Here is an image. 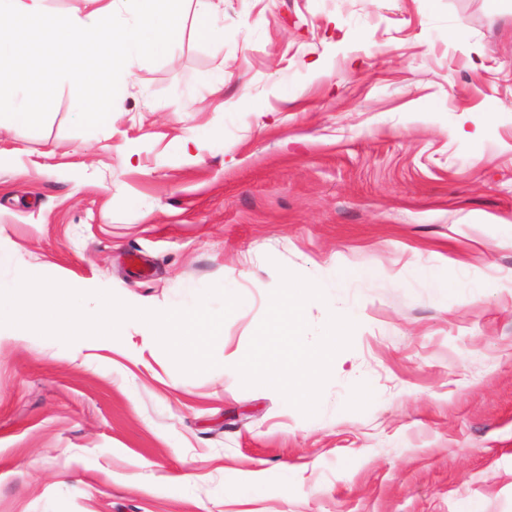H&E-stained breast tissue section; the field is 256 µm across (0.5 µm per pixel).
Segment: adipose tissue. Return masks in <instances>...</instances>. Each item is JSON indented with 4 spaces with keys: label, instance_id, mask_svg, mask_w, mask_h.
I'll use <instances>...</instances> for the list:
<instances>
[{
    "label": "adipose tissue",
    "instance_id": "obj_1",
    "mask_svg": "<svg viewBox=\"0 0 512 512\" xmlns=\"http://www.w3.org/2000/svg\"><path fill=\"white\" fill-rule=\"evenodd\" d=\"M89 7L53 16L49 0H0V117L31 120L34 87L48 89L58 82L54 68L32 61L28 34L41 30L58 56L70 58L79 48L106 46L112 51V86L128 84L126 59L171 43L180 29L183 0H88ZM290 344L299 356L295 369L282 380L289 399L309 404L326 350L307 351L299 336Z\"/></svg>",
    "mask_w": 512,
    "mask_h": 512
}]
</instances>
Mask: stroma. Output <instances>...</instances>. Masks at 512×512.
<instances>
[{"label":"stroma","mask_w":512,"mask_h":512,"mask_svg":"<svg viewBox=\"0 0 512 512\" xmlns=\"http://www.w3.org/2000/svg\"><path fill=\"white\" fill-rule=\"evenodd\" d=\"M217 6L223 39L186 0L94 126L72 102L111 53L32 33L63 80L0 128V280L234 288L215 357L267 372L183 374L135 320L97 350L1 336L0 512H512V0ZM339 265L366 275L298 311L333 349L302 406L271 304Z\"/></svg>","instance_id":"35a3bbf8"}]
</instances>
